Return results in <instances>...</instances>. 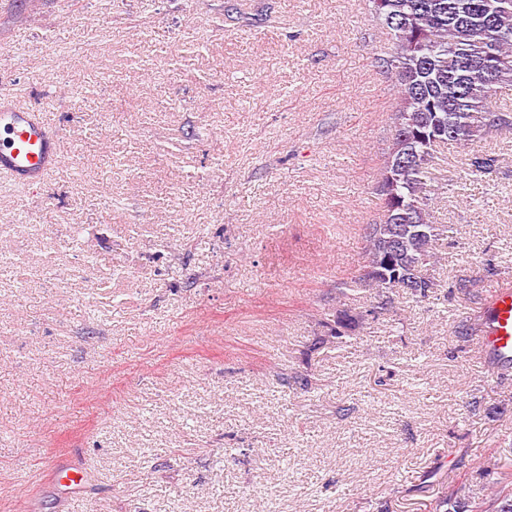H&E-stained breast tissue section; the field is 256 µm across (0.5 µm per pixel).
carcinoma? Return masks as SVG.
I'll use <instances>...</instances> for the list:
<instances>
[{"label": "carcinoma", "mask_w": 512, "mask_h": 512, "mask_svg": "<svg viewBox=\"0 0 512 512\" xmlns=\"http://www.w3.org/2000/svg\"><path fill=\"white\" fill-rule=\"evenodd\" d=\"M386 28L387 47L376 61L397 94L391 140L380 168L379 222L366 224L362 266L353 284L402 293L420 301L435 282L438 241L452 227L430 221L437 196L428 167L452 146L467 155L457 180L493 173L498 156L474 142L512 134V112L492 106L512 90V0H367ZM498 492L477 501L455 487L438 506L444 512H512V473H496Z\"/></svg>", "instance_id": "carcinoma-1"}]
</instances>
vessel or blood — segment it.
I'll return each mask as SVG.
<instances>
[{
	"label": "vessel or blood",
	"mask_w": 512,
	"mask_h": 512,
	"mask_svg": "<svg viewBox=\"0 0 512 512\" xmlns=\"http://www.w3.org/2000/svg\"><path fill=\"white\" fill-rule=\"evenodd\" d=\"M60 133L39 113L18 107L0 95V174L27 186L39 184L51 170L64 165ZM480 344L496 362L512 360V290L488 301Z\"/></svg>",
	"instance_id": "vessel-or-blood-1"
}]
</instances>
